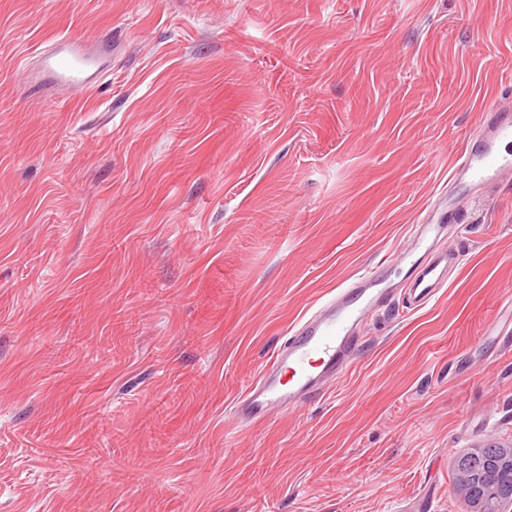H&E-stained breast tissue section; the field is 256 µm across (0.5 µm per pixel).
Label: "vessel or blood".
<instances>
[{
  "label": "vessel or blood",
  "instance_id": "1",
  "mask_svg": "<svg viewBox=\"0 0 512 512\" xmlns=\"http://www.w3.org/2000/svg\"><path fill=\"white\" fill-rule=\"evenodd\" d=\"M111 55V41L60 36L41 53L36 70L26 72L25 79L35 89L52 84L72 92L92 91ZM505 142H512V105L490 106L480 117L476 135L463 143L452 181L467 183L472 197L498 184L503 174L512 172V155L500 150ZM468 213V204L456 197L441 195L426 206L420 224L397 255L396 262L407 268L408 310L426 307L448 287L449 274L461 259L440 249L438 238L446 226L465 223ZM390 264L380 261L375 269L349 280L290 327L283 346L237 400L238 421L253 424L269 418L278 407H297L326 382L346 375L358 348L357 328L391 287L386 275Z\"/></svg>",
  "mask_w": 512,
  "mask_h": 512
}]
</instances>
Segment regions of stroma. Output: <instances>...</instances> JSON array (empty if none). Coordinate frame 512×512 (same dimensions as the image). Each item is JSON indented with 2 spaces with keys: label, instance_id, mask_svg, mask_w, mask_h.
Masks as SVG:
<instances>
[{
  "label": "stroma",
  "instance_id": "35a3bbf8",
  "mask_svg": "<svg viewBox=\"0 0 512 512\" xmlns=\"http://www.w3.org/2000/svg\"><path fill=\"white\" fill-rule=\"evenodd\" d=\"M69 34L112 60L53 102L23 71ZM502 101L512 0H0V512H470L456 456L512 443L511 178L344 382L232 409Z\"/></svg>",
  "mask_w": 512,
  "mask_h": 512
}]
</instances>
